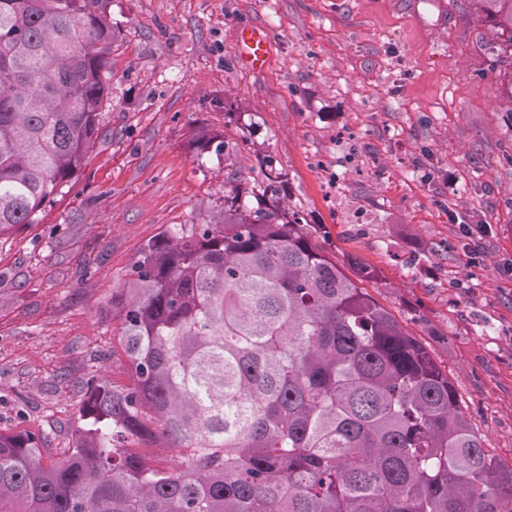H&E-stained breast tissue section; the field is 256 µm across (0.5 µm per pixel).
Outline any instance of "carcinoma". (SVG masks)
I'll return each instance as SVG.
<instances>
[{"instance_id":"obj_1","label":"carcinoma","mask_w":512,"mask_h":512,"mask_svg":"<svg viewBox=\"0 0 512 512\" xmlns=\"http://www.w3.org/2000/svg\"><path fill=\"white\" fill-rule=\"evenodd\" d=\"M512 46V0H476ZM109 0H0V236L81 168L109 100ZM224 188L112 296L133 382L94 376L67 453L0 432V512H512L448 372L281 203ZM179 448L169 468L127 441Z\"/></svg>"}]
</instances>
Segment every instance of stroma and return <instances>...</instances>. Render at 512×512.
Segmentation results:
<instances>
[{"mask_svg":"<svg viewBox=\"0 0 512 512\" xmlns=\"http://www.w3.org/2000/svg\"><path fill=\"white\" fill-rule=\"evenodd\" d=\"M110 102L82 167L0 237V432L72 443L85 382H132L110 315L142 247L196 224L259 158L340 265L447 371L512 466V47L474 0H110ZM272 34L269 62L237 31ZM207 135L228 154H198ZM479 224L473 250L460 227ZM98 260L84 274L87 257ZM237 41L240 59L246 67L261 70L266 66L272 41L270 31L245 25L238 30Z\"/></svg>","mask_w":512,"mask_h":512,"instance_id":"1","label":"stroma"}]
</instances>
